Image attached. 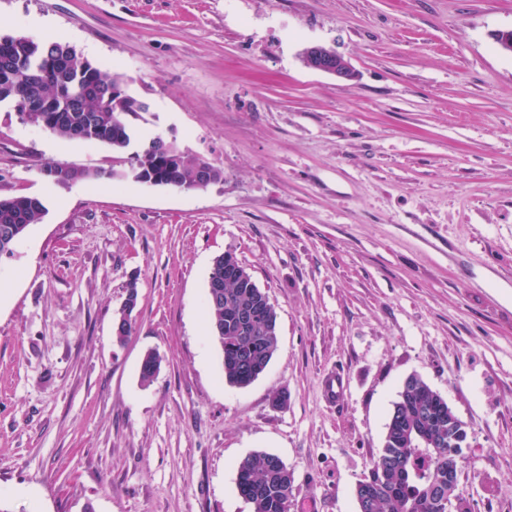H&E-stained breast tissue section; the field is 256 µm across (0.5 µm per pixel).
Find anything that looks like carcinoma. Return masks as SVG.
Here are the masks:
<instances>
[{"label": "carcinoma", "instance_id": "carcinoma-1", "mask_svg": "<svg viewBox=\"0 0 512 512\" xmlns=\"http://www.w3.org/2000/svg\"><path fill=\"white\" fill-rule=\"evenodd\" d=\"M124 83L123 74L82 62L65 42L0 36V104L15 105L33 96L39 105L27 112L28 117L51 123L54 135L75 139L81 134L86 142L108 144L126 154L123 166L109 173L115 180L135 181L141 173L153 172L169 177L173 189L206 188L190 166L167 171L164 152L144 148L126 153L132 136L127 118L142 108L131 95H112V88ZM119 125L127 129L123 137L112 134ZM45 213L38 197L0 198V256L12 253L29 225ZM236 268V275L224 273L222 265L210 271L212 278L221 280L222 299L207 302V309L211 331L218 324L224 328V335L217 337L224 381L241 388L266 370L276 352L278 315L270 301L262 299L248 270L239 264ZM161 362L156 352L144 356L142 383L153 381ZM450 420L466 430L439 392L419 375H410L392 404L382 449L356 486L361 512H437V498L448 493V464L462 453V448L448 444ZM293 482V473L272 453L250 454L237 466V490L251 512H290Z\"/></svg>", "mask_w": 512, "mask_h": 512}]
</instances>
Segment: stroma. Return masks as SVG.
I'll list each match as a JSON object with an SVG mask.
<instances>
[{"instance_id": "1", "label": "stroma", "mask_w": 512, "mask_h": 512, "mask_svg": "<svg viewBox=\"0 0 512 512\" xmlns=\"http://www.w3.org/2000/svg\"><path fill=\"white\" fill-rule=\"evenodd\" d=\"M510 29L512 0H0V36L126 75L148 106L131 150L161 136L224 171L202 190L116 183L110 146L0 105V198L48 209L0 257V507L251 512L237 465L269 452L290 512H357L416 373L467 426L469 512H512V53L494 39ZM313 45L354 78L308 68ZM45 162L102 176L62 187ZM227 253L278 312L245 388L223 379L205 303Z\"/></svg>"}]
</instances>
